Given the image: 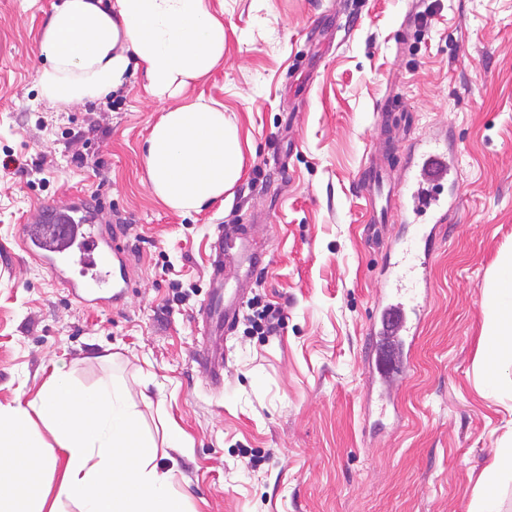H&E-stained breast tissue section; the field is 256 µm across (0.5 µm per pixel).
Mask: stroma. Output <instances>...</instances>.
I'll use <instances>...</instances> for the list:
<instances>
[{
    "mask_svg": "<svg viewBox=\"0 0 512 512\" xmlns=\"http://www.w3.org/2000/svg\"><path fill=\"white\" fill-rule=\"evenodd\" d=\"M54 0H0V403L54 370L84 390L116 374L189 512H471L512 437V403L477 365L484 288L512 250V0H209L224 58L180 95L142 72L110 102L41 101L36 71ZM427 25H420V15ZM224 107L243 147L226 201L180 213L152 192L143 146L168 108ZM394 100L399 117L378 116ZM447 133L454 222L439 225L409 375L391 399L368 378V316L410 227H379L360 177ZM82 162H74V155ZM87 197L124 227L132 289L114 309L75 301L23 257L44 204ZM249 222L258 277L224 343V385L194 360L217 225ZM283 308L279 335L249 325L253 297Z\"/></svg>",
    "mask_w": 512,
    "mask_h": 512,
    "instance_id": "obj_1",
    "label": "stroma"
}]
</instances>
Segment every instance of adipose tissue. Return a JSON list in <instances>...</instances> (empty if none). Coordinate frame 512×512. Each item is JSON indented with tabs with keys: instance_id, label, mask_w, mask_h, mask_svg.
I'll return each mask as SVG.
<instances>
[{
	"instance_id": "obj_1",
	"label": "adipose tissue",
	"mask_w": 512,
	"mask_h": 512,
	"mask_svg": "<svg viewBox=\"0 0 512 512\" xmlns=\"http://www.w3.org/2000/svg\"><path fill=\"white\" fill-rule=\"evenodd\" d=\"M36 79L47 103L109 99L141 64L158 98L210 74L224 57V24L206 0H61L41 35ZM153 194L172 209L199 210L241 176L242 147L222 107L197 100L165 111L145 146ZM481 349L489 394L512 401V253H502L486 286ZM125 383L106 380L79 393L54 371L24 405H0V512H185L172 470L155 463ZM43 475L24 479L29 461Z\"/></svg>"
}]
</instances>
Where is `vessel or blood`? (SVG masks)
Wrapping results in <instances>:
<instances>
[{
  "label": "vessel or blood",
  "mask_w": 512,
  "mask_h": 512,
  "mask_svg": "<svg viewBox=\"0 0 512 512\" xmlns=\"http://www.w3.org/2000/svg\"><path fill=\"white\" fill-rule=\"evenodd\" d=\"M407 167L416 169L414 178L406 180L400 190V210L405 223L415 225V235L403 241L390 268L389 288L394 299L377 303L371 309L369 333L381 347L374 373L380 382L393 384L403 379L410 368V353L416 339L420 310L413 300L417 292L429 287V271L436 245L435 225L447 223L453 209L447 197L438 191L451 170V158L445 142L434 140L405 159ZM372 203L371 220L384 222L391 209L381 173L366 175ZM81 199L66 205L51 206L49 217L58 230L51 235H23L21 248L26 256L48 270L69 295L86 306L109 308L121 300L129 286L114 269L125 264L127 249L119 238L104 235L102 226L91 215L81 212ZM239 239L236 262H228L224 245L227 228H218L211 243L209 291L201 312L208 324V345L202 346L195 361L206 368L213 384H220L224 367V337L230 334L239 317L240 302L229 281L239 270L257 274L256 250L245 225L235 230Z\"/></svg>",
  "instance_id": "1"
}]
</instances>
